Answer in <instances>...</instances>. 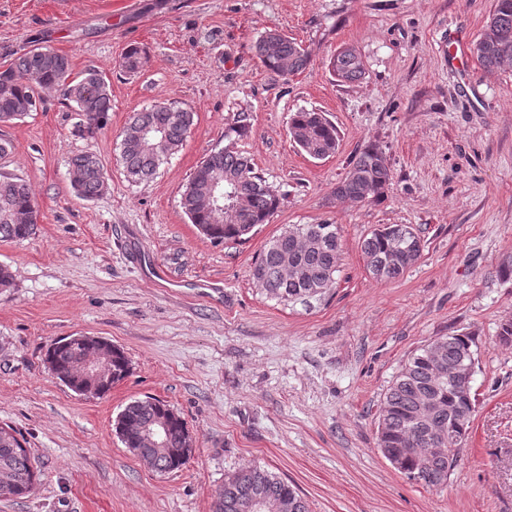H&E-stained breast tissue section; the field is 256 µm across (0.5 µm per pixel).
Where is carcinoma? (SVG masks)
<instances>
[{
	"instance_id": "obj_1",
	"label": "carcinoma",
	"mask_w": 512,
	"mask_h": 512,
	"mask_svg": "<svg viewBox=\"0 0 512 512\" xmlns=\"http://www.w3.org/2000/svg\"><path fill=\"white\" fill-rule=\"evenodd\" d=\"M256 51L265 68L281 76L304 70L309 57L301 44L276 30L266 32ZM471 51L491 73L512 64V0H494L489 23ZM337 79L353 83L365 77L362 58L352 47H344L330 60ZM58 88L75 104L80 121L75 133L91 136L106 125L112 111L110 87L102 75L88 69L75 76L69 58L47 47L33 48L0 70V124L8 125L36 111L41 92ZM194 113L175 103L160 102L133 114L129 127L145 136L124 138L121 162L134 182L147 181L168 157L181 147ZM289 134L307 154L329 156L338 146L335 125L322 112L301 109L290 118ZM73 186L85 199L96 197L101 188L104 165L92 153L71 160ZM391 180L382 150L364 147L345 177L336 184L334 196L356 203L384 195ZM277 194L257 172L251 159L231 146L211 152L196 168L181 196V206L203 235L215 242H236L248 238L268 221L276 209ZM37 206L25 181L0 176V241L29 238L35 224H22L18 214ZM421 237L408 224H386L374 230L361 244L367 270L377 279L395 280L421 257ZM341 243L333 224H307L286 230L268 242L253 270L262 292L284 303H306L324 297L335 284ZM437 347L449 376L440 378L431 366L429 351ZM475 340L469 335L438 336L409 359L386 393L378 414V445L395 468L413 483L439 488L457 466L461 445L468 434L474 399L472 367L476 365ZM72 349L54 343L46 352L52 373L72 391L83 381L67 374ZM129 361L119 348L112 349V383L129 375ZM166 420L171 431V451L159 457L156 471L172 473L185 461L178 453L186 430L184 420L168 405L157 402L147 407L142 400L128 403L116 426L137 422L146 416ZM0 426V465L16 467L18 497L37 490L39 476L32 457L22 444H7ZM455 438L451 457L436 456L429 449ZM223 497L216 499L215 512H256L264 502L278 504L280 512H310L297 489L276 474L257 466L239 471L224 481Z\"/></svg>"
}]
</instances>
